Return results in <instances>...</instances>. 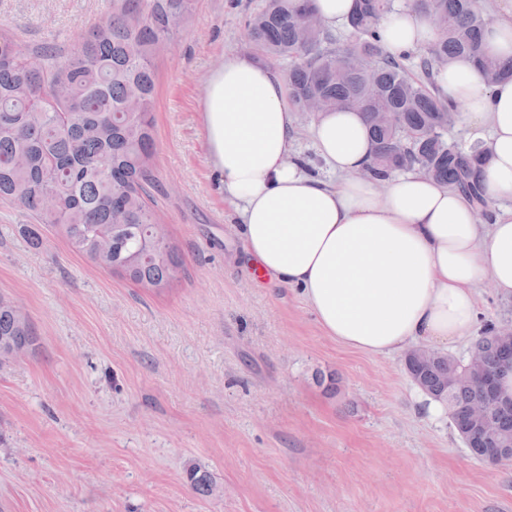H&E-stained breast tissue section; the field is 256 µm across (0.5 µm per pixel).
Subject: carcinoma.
Returning a JSON list of instances; mask_svg holds the SVG:
<instances>
[{"instance_id":"obj_1","label":"carcinoma","mask_w":512,"mask_h":512,"mask_svg":"<svg viewBox=\"0 0 512 512\" xmlns=\"http://www.w3.org/2000/svg\"><path fill=\"white\" fill-rule=\"evenodd\" d=\"M193 0H116L112 15L86 32L72 54L48 47L43 66L31 69L17 38L0 30V198L18 203L39 224L59 227L69 246L144 288L162 292L183 272L176 248L153 243L151 189L156 187L153 103L154 57L171 42ZM309 0H262L246 21L247 38L262 56L287 64L288 98L299 112L352 108L369 123L374 152L366 177L384 182L416 169L469 194L488 221L494 201L478 180L475 163L486 152L448 138L459 106L440 95L435 74L453 60L474 61L486 86L512 78V59L488 53L483 32L488 18L478 0H411L425 17H437L438 37L420 51L394 56L379 40L382 17L395 0H356L343 40L312 22ZM64 88L58 100L54 88ZM28 316L0 304V357L18 337H35ZM490 323L475 347L483 374L499 375L512 345ZM404 369L427 385V395L448 404L456 416L489 397L482 380L455 378L464 362L441 355L421 367L404 358ZM512 442V417L500 418L470 455ZM198 495L215 490L211 474L186 470Z\"/></svg>"}]
</instances>
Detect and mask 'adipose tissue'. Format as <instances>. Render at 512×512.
Returning <instances> with one entry per match:
<instances>
[{
	"label": "adipose tissue",
	"instance_id": "1",
	"mask_svg": "<svg viewBox=\"0 0 512 512\" xmlns=\"http://www.w3.org/2000/svg\"><path fill=\"white\" fill-rule=\"evenodd\" d=\"M380 31L396 55L435 36L409 8L387 14ZM435 82L488 147L479 176L500 202L490 223H477L468 195L417 171L397 174L383 191L360 177L373 144L355 110L320 113L309 129L339 181L291 157L297 118L285 80L253 56L227 53L205 89L208 159L240 217L252 267L300 289L328 336L366 354L469 335L484 278L512 295V78L485 86L459 58Z\"/></svg>",
	"mask_w": 512,
	"mask_h": 512
}]
</instances>
